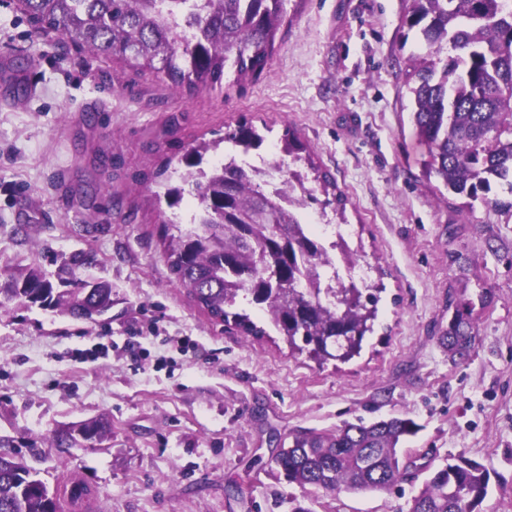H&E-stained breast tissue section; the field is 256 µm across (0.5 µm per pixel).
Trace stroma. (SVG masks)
I'll return each mask as SVG.
<instances>
[{
	"mask_svg": "<svg viewBox=\"0 0 512 512\" xmlns=\"http://www.w3.org/2000/svg\"><path fill=\"white\" fill-rule=\"evenodd\" d=\"M406 0H287L293 15L260 79L174 93L151 75L36 33L0 0V283L37 265L112 285L89 322L0 308V437L49 491H92L64 512H408L427 468L485 465L479 512H512V213L437 200L422 176L403 72L421 46ZM293 127L347 197L340 231L364 278L382 281L360 357L325 365L278 334L214 322L172 274L150 180L172 142L241 118ZM476 319L467 358L440 343L456 309ZM139 338V359L123 347ZM189 338V351L165 344ZM97 415L112 433L65 450L54 433ZM390 416L420 430L403 448L418 478L390 492H305L271 461L289 431ZM241 484L227 497L228 482Z\"/></svg>",
	"mask_w": 512,
	"mask_h": 512,
	"instance_id": "obj_1",
	"label": "stroma"
}]
</instances>
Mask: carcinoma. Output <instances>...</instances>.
Returning <instances> with one entry per match:
<instances>
[{
  "mask_svg": "<svg viewBox=\"0 0 512 512\" xmlns=\"http://www.w3.org/2000/svg\"><path fill=\"white\" fill-rule=\"evenodd\" d=\"M36 30L70 39L94 58L116 59L140 74H151L170 87L192 93L201 86L222 87L228 71L234 84L259 77L286 24L285 0H206L204 11L190 14L193 32L180 36L161 17L154 2L142 0H20ZM404 25L416 31L423 52L404 73L412 95L414 135L426 150L425 174L450 195L479 201L488 208L512 209L495 197L494 188L512 194V3L509 0H407ZM272 129L244 119L213 141L190 147L174 145L185 168L182 185L166 189L171 208L185 196L196 201L199 218L165 237L171 272L194 302L222 323L229 321L247 336H264L246 311L231 312L238 297L265 310L269 324L284 336L293 354H307L320 364L360 354L373 332L382 289L353 277L339 281L336 300L302 288L331 265L321 244L297 233V221L262 185L253 184L240 167H217L200 180L210 151L261 148ZM281 152L303 165L318 190L308 203L333 207L344 216L347 199L336 179L321 169L297 131L285 128ZM191 186L186 190L185 186ZM279 225L284 238L275 234ZM85 255L69 259L70 288L60 290L39 268L13 276L0 308L20 299L63 316L93 321L112 306V288L77 276ZM280 266L296 280L288 293L265 291L264 272ZM476 337L471 313L456 310L441 344L455 357L470 354ZM417 423L393 416L370 424L346 422L333 432L288 433L272 463L291 484L325 492L389 491L408 480L410 463L399 454L415 436ZM111 433L104 416L72 424L55 433L52 445L72 448ZM14 440L0 437V512H54L57 496L34 478L10 451ZM489 474L475 460L458 456L431 469L411 500L410 512H475L488 493Z\"/></svg>",
  "mask_w": 512,
  "mask_h": 512,
  "instance_id": "obj_1",
  "label": "carcinoma"
}]
</instances>
